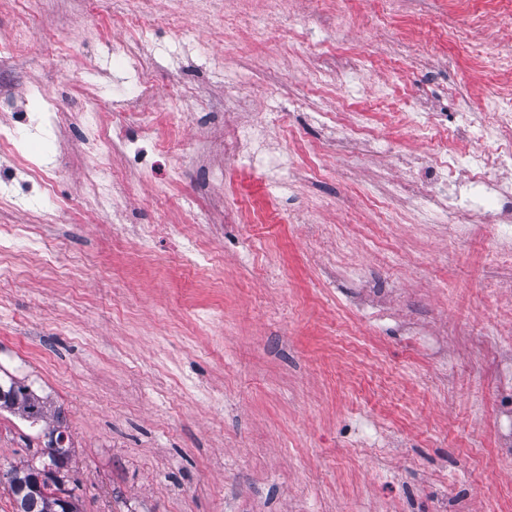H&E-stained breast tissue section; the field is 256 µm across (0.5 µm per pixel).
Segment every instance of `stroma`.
Wrapping results in <instances>:
<instances>
[{"label":"stroma","instance_id":"obj_1","mask_svg":"<svg viewBox=\"0 0 512 512\" xmlns=\"http://www.w3.org/2000/svg\"><path fill=\"white\" fill-rule=\"evenodd\" d=\"M512 0H0V226L37 224L44 251L0 263V375L61 409L80 512H512L498 453L496 375L512 355V241L472 214L414 215L394 154L445 157L467 112L484 147L489 73L449 38L500 22ZM248 11L232 47L224 20ZM24 26L33 37L17 39ZM357 85L447 104L419 134L369 97L340 103L336 61ZM145 76L150 88L138 93ZM234 122L261 123L269 165H234ZM150 112L151 167L110 151L109 202L90 135ZM187 116L166 139L168 115ZM320 112L378 127L385 147L337 161ZM44 169L55 193L27 189ZM306 221L292 224L290 213ZM160 224L149 250L113 236ZM210 262L184 258L189 241ZM372 288L387 314L349 309ZM42 426L0 411V471L38 461Z\"/></svg>","mask_w":512,"mask_h":512}]
</instances>
